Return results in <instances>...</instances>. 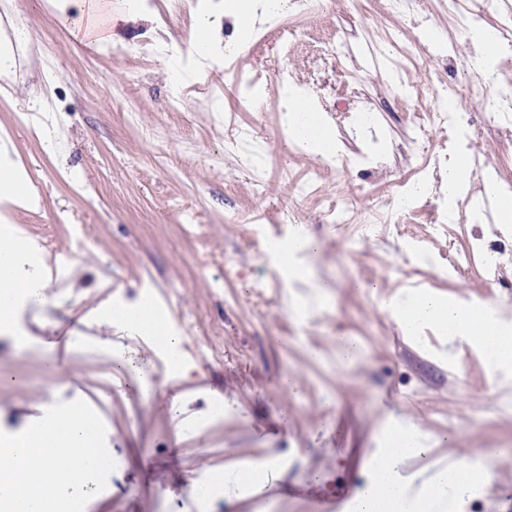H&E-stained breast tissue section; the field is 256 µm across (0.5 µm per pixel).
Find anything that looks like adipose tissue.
Returning a JSON list of instances; mask_svg holds the SVG:
<instances>
[{
	"instance_id": "ef3b65f1",
	"label": "adipose tissue",
	"mask_w": 512,
	"mask_h": 512,
	"mask_svg": "<svg viewBox=\"0 0 512 512\" xmlns=\"http://www.w3.org/2000/svg\"><path fill=\"white\" fill-rule=\"evenodd\" d=\"M145 11L144 0H122L117 11L112 0H83L77 29L84 39L100 45L111 41L116 22L138 20ZM288 132L291 147L328 162L339 155L332 127L308 93L289 94ZM274 250L289 281L315 285L323 294L329 292L330 283L313 281L304 265L320 250L315 238L299 228L289 234L287 244L275 245ZM390 307L404 335L415 337L423 328L432 327L448 340L476 347L489 367L512 369V323L501 319L492 305L478 312L451 297L412 293L392 299ZM421 446L419 436L404 428L390 436L385 454L373 467L374 484L357 501L356 512H397L402 489L396 472Z\"/></svg>"
}]
</instances>
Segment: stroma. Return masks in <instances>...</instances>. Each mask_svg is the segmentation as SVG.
I'll return each instance as SVG.
<instances>
[{"instance_id":"stroma-1","label":"stroma","mask_w":512,"mask_h":512,"mask_svg":"<svg viewBox=\"0 0 512 512\" xmlns=\"http://www.w3.org/2000/svg\"><path fill=\"white\" fill-rule=\"evenodd\" d=\"M210 5L156 0L148 20L117 23L111 44L88 46L39 0H0V16L28 52L0 94V139L12 142L11 159L37 201L13 214L42 247L22 257L20 273L46 282L41 301L14 307L24 346L0 334V430L18 433L39 419L32 397L87 401L106 426L116 468L84 512H331L345 493L367 490L368 453L403 427L426 446L403 465L407 478H427L460 453L489 462L491 480L452 496L446 512H512V377L433 328L404 336L386 307L390 297L424 290L492 300L512 321V261L500 285L477 265L449 274L476 227L435 225L424 202L399 235L381 231L353 247L322 222L336 197L370 208L381 179L408 169L414 103L362 50L364 33L390 30L396 19L384 0H329L319 24L344 44L342 62L316 60L308 41L285 60L266 42L240 63L261 74L265 111L240 107L220 59L183 88L181 111H169L171 81L195 68L190 39ZM443 39L454 64L410 67L406 82L424 89L455 79L464 90L459 111L480 127L481 161L512 174L483 106L481 75L468 66L475 48L466 28H446ZM143 41L148 54H123ZM285 70L327 114L342 154L355 158L379 142L385 173L323 170L320 201L296 205L289 179L314 162L289 148L280 125ZM206 85L221 92L223 111H210ZM36 96L44 111H32ZM364 108L376 116L366 132L350 121ZM228 113L267 146L264 195L224 156ZM293 226L319 240L314 272L334 285L301 316L291 309L299 289L267 254L269 240ZM146 287L166 305L159 321L180 338L175 354L105 317L133 307ZM75 316L95 321L107 344L78 335L60 345L64 319ZM347 339L360 347L356 358L340 351ZM216 475L226 478L220 494L194 496Z\"/></svg>"}]
</instances>
